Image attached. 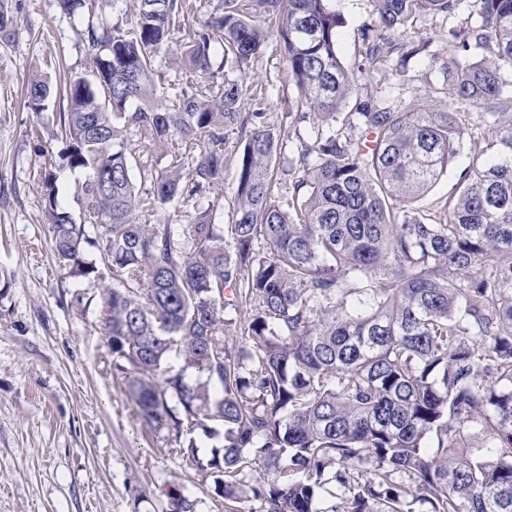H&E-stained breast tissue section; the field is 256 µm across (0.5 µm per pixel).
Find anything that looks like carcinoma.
<instances>
[{
	"label": "carcinoma",
	"instance_id": "carcinoma-1",
	"mask_svg": "<svg viewBox=\"0 0 512 512\" xmlns=\"http://www.w3.org/2000/svg\"><path fill=\"white\" fill-rule=\"evenodd\" d=\"M136 2L128 24L87 25L90 67L57 88L61 160L87 173L72 190L83 220L59 206L53 173L43 188L56 262L100 289L140 416L178 440L222 436L200 468L225 512H512V0H475L440 30L449 57L423 91L448 99L441 110L360 81L381 85L372 66L392 56L403 76L431 40L395 35L456 17L460 0H371L352 66L335 0H218L180 48L195 82L171 99L154 61L197 10ZM271 40L296 90L284 127L251 109L247 69ZM50 98L29 82L30 111ZM233 133L221 234L211 195ZM464 144L469 166L421 207ZM159 151L171 160L156 169ZM176 204L190 223L137 222Z\"/></svg>",
	"mask_w": 512,
	"mask_h": 512
}]
</instances>
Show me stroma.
Segmentation results:
<instances>
[{
	"label": "stroma",
	"mask_w": 512,
	"mask_h": 512,
	"mask_svg": "<svg viewBox=\"0 0 512 512\" xmlns=\"http://www.w3.org/2000/svg\"><path fill=\"white\" fill-rule=\"evenodd\" d=\"M13 21L0 38V512H168L171 493L195 512H224L208 460L219 438L196 430V451L138 414L100 322L98 289L60 269L44 210L42 177L63 149L53 135L56 108L31 112L25 87L38 76L56 84L83 72L90 57L84 21L57 0H0ZM344 25L338 49L353 62L360 29L373 24L369 0H336ZM409 37L431 38L407 79H424L448 58L434 23ZM247 77L271 122L294 105L275 48L254 59Z\"/></svg>",
	"instance_id": "stroma-1"
}]
</instances>
